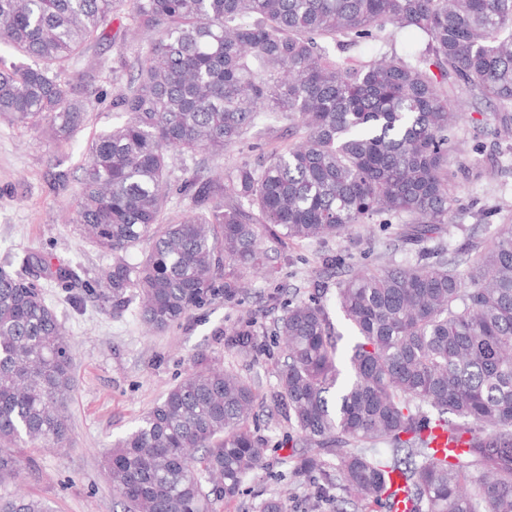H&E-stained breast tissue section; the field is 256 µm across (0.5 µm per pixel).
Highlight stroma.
Returning a JSON list of instances; mask_svg holds the SVG:
<instances>
[{"label":"stroma","mask_w":512,"mask_h":512,"mask_svg":"<svg viewBox=\"0 0 512 512\" xmlns=\"http://www.w3.org/2000/svg\"><path fill=\"white\" fill-rule=\"evenodd\" d=\"M111 40L92 44L66 65L65 83H82L87 100L84 126L69 144L48 132L31 130L0 119V266L17 269L24 252H48L72 265L82 279L93 281L110 259L85 238L68 218L75 203L82 153L88 140L119 121L113 98L130 78L128 64L146 43L144 35L112 25ZM462 117L452 132L450 162L458 172L452 182L456 200L451 220L454 235L448 248L465 243L485 246L512 223V137L502 134L492 109L459 98ZM287 119L262 117L243 142L223 156L211 159L212 172L221 173L244 160L253 161L272 147L287 146ZM66 173V185L54 177ZM400 228L397 218L358 227L340 238L302 241L280 246L266 241L272 278H252L245 296L236 303L213 300L194 310L169 329L157 332L138 314L139 300L130 297L125 308L112 311L93 299L73 307L60 289L50 288L46 299L76 347L74 388L69 401L71 432L60 447L17 446L13 452L23 462L18 487L51 504L54 512H113V491L102 469V457L172 385L198 368V355L212 364L254 383L260 402L250 427L263 439L262 466L246 480L235 499L217 504L216 512H260L265 499L286 490L288 512H336L346 500L335 490L330 501L314 502L309 482L288 478L285 458L291 452L289 427L266 403L277 385L280 349L274 326L288 301L316 294L328 309L331 326L347 349L355 336L336 307V275L321 266L324 255L340 258L358 268H375L414 255L390 249ZM251 313L266 349L243 355L227 348L224 335L242 313Z\"/></svg>","instance_id":"stroma-1"}]
</instances>
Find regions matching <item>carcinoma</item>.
Returning a JSON list of instances; mask_svg holds the SVG:
<instances>
[{"mask_svg": "<svg viewBox=\"0 0 512 512\" xmlns=\"http://www.w3.org/2000/svg\"><path fill=\"white\" fill-rule=\"evenodd\" d=\"M121 13L149 38L112 100L124 120L85 148L72 223L112 255L88 295L117 310L134 292L143 323L162 331L237 299L242 274L273 275L266 237L323 240L406 217L396 242L413 262L339 277L336 303L357 336L344 361L317 297L290 302L276 323L284 350L269 402L302 449L292 472L340 483L356 509L388 512L397 471L412 512H512V224L467 271L473 244L427 246L453 210L456 89L512 134V0H0V44L30 59L0 66V119L72 141L87 104L57 69L108 40ZM401 28L424 36L413 55L360 51ZM274 112L292 117L294 142L211 174V156ZM173 155L195 173L171 179ZM174 192L190 207L165 224ZM145 241L148 253L129 262ZM43 281L76 298L77 273L47 252L0 268V486L21 468L6 448L70 432L75 348ZM225 344L265 350L252 319ZM257 400L251 383L215 367L171 387L104 458L123 512H215L239 496L262 463L249 426ZM437 426L468 436L465 455L434 456ZM378 444L384 452H366ZM325 451L336 453L333 474ZM0 512L53 510L17 492L0 496Z\"/></svg>", "mask_w": 512, "mask_h": 512, "instance_id": "carcinoma-1", "label": "carcinoma"}]
</instances>
